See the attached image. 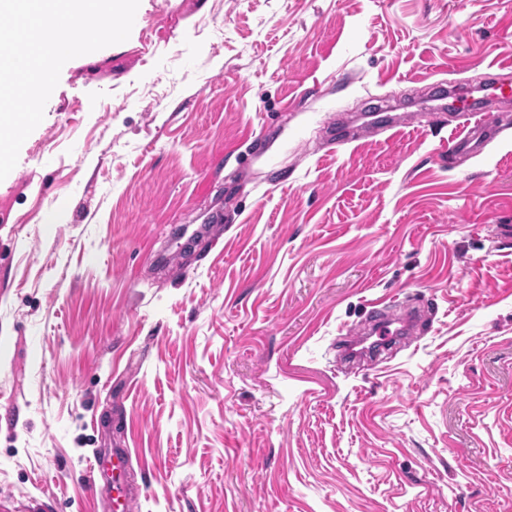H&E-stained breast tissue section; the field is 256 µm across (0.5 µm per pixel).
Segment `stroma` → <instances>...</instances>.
<instances>
[{"instance_id":"35a3bbf8","label":"stroma","mask_w":512,"mask_h":512,"mask_svg":"<svg viewBox=\"0 0 512 512\" xmlns=\"http://www.w3.org/2000/svg\"><path fill=\"white\" fill-rule=\"evenodd\" d=\"M512 0H140L0 181V504L512 512ZM418 335L345 367L362 324ZM457 112L469 116L460 126V132L448 139V155L458 156L479 153L482 148L481 129L486 123L480 108L465 102L455 107ZM471 119H474L473 123ZM102 456L94 453V462L98 466V470L101 473V477L104 482L103 486L100 488V492L104 493L108 491L107 495V504L111 512H127L129 510L130 500L126 494L118 493L117 497H113L112 495V482L116 480V473L120 471V469L125 465L126 461V453L122 450L111 452L107 460L101 462ZM121 510V511H119Z\"/></svg>"}]
</instances>
